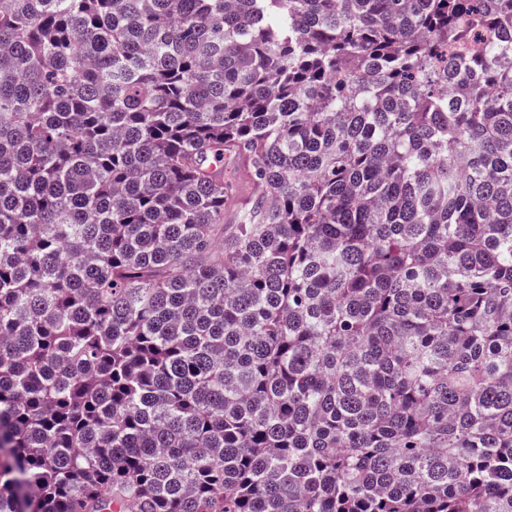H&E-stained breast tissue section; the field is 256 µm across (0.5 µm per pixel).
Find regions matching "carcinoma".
I'll list each match as a JSON object with an SVG mask.
<instances>
[{
  "label": "carcinoma",
  "mask_w": 512,
  "mask_h": 512,
  "mask_svg": "<svg viewBox=\"0 0 512 512\" xmlns=\"http://www.w3.org/2000/svg\"><path fill=\"white\" fill-rule=\"evenodd\" d=\"M0 512H512V0H0Z\"/></svg>",
  "instance_id": "1"
}]
</instances>
